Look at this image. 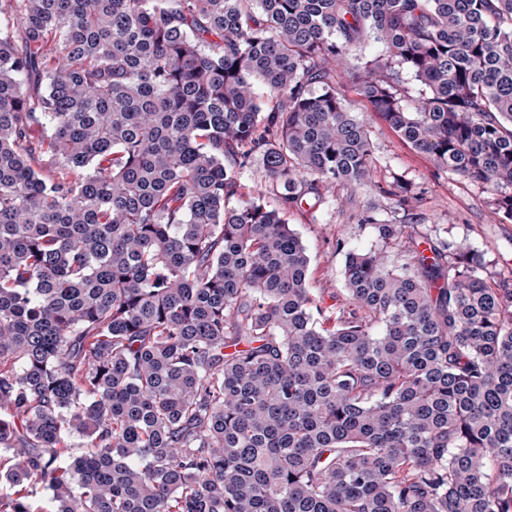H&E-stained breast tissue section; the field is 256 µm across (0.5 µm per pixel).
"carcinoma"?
<instances>
[{
    "label": "carcinoma",
    "instance_id": "1",
    "mask_svg": "<svg viewBox=\"0 0 512 512\" xmlns=\"http://www.w3.org/2000/svg\"><path fill=\"white\" fill-rule=\"evenodd\" d=\"M7 3L0 512H512V277L365 210L327 307L282 218L418 216L346 79L512 221V0Z\"/></svg>",
    "mask_w": 512,
    "mask_h": 512
}]
</instances>
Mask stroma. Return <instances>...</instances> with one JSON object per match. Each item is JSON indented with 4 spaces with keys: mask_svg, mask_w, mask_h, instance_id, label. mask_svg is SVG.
<instances>
[{
    "mask_svg": "<svg viewBox=\"0 0 512 512\" xmlns=\"http://www.w3.org/2000/svg\"><path fill=\"white\" fill-rule=\"evenodd\" d=\"M341 92L350 111L367 118L375 147L378 181L399 174L422 184L426 193L421 205L423 220L408 225V233L440 235L448 242L466 243L480 255L484 277L512 275V222L502 223L488 208L487 195L477 184L435 167L416 152L375 112L350 84ZM389 202L375 191L353 193L339 190L312 212H286V222L299 233L311 260L310 285L324 298L342 291L344 251L335 248L344 241L346 249L366 250L376 238L370 226L356 223L354 213L370 210L377 218H389Z\"/></svg>",
    "mask_w": 512,
    "mask_h": 512,
    "instance_id": "35a3bbf8",
    "label": "stroma"
}]
</instances>
